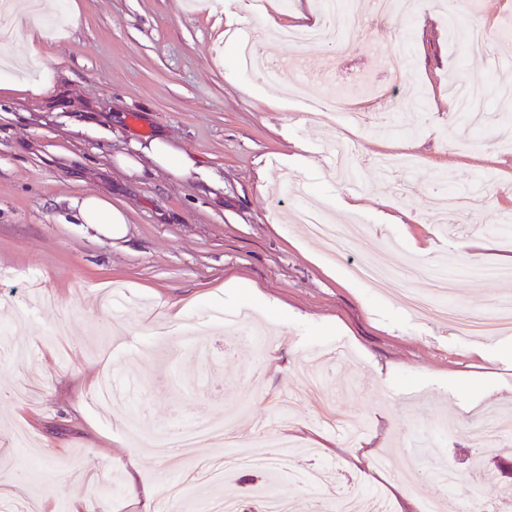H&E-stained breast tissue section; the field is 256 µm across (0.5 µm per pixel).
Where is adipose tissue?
Wrapping results in <instances>:
<instances>
[{"label": "adipose tissue", "mask_w": 512, "mask_h": 512, "mask_svg": "<svg viewBox=\"0 0 512 512\" xmlns=\"http://www.w3.org/2000/svg\"><path fill=\"white\" fill-rule=\"evenodd\" d=\"M112 162L117 168L136 174L143 173L147 168L164 171L177 179L205 174L195 155L160 132L147 143H134L132 152L116 154ZM71 205L77 209L81 222L96 232L115 239L126 235L129 215L113 202L91 194L72 199Z\"/></svg>", "instance_id": "obj_1"}]
</instances>
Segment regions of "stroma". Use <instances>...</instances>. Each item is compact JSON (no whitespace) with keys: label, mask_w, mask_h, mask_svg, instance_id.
Returning a JSON list of instances; mask_svg holds the SVG:
<instances>
[{"label":"stroma","mask_w":512,"mask_h":512,"mask_svg":"<svg viewBox=\"0 0 512 512\" xmlns=\"http://www.w3.org/2000/svg\"><path fill=\"white\" fill-rule=\"evenodd\" d=\"M246 2L46 0L34 49L0 46V332L20 333L34 350L27 364L0 353L5 495L36 512H73L78 502L93 512H143V490H153L154 504L166 501L161 473L188 474L233 453L218 443L174 463L159 459L149 436L136 445L127 436L141 411L157 428L221 421L244 441L257 429L294 437L278 480L256 467L226 478L241 512H258L272 483L291 512H309L358 472L388 495L392 512H407L412 499L426 512L447 495L465 510L512 482V430L493 432L484 455L473 439L488 410L512 414V329L461 338L403 304L401 291L420 280L400 278L382 291L351 279L348 268L377 257L400 274L413 261L445 268L465 316H495L512 298V278L482 273L512 257V234L484 232L512 217V147L493 131L512 121V98L499 93L512 86V0H395L387 17L367 0H347L360 23L353 54L255 41L259 60H290L273 85L241 69L225 46L239 31L232 15L255 21ZM474 24L490 36L480 55L463 48ZM400 46L411 68L395 83L381 56ZM355 77L370 92L350 87ZM302 80L331 85L350 111L410 100L420 128L412 136L358 132L353 163L364 184L353 189L330 168L341 129L289 103ZM459 80L487 88L471 106L482 124L475 139L458 136L448 112V86ZM40 85L47 93L33 94ZM158 132L196 154L206 178L112 167L131 140ZM285 174L334 222H351V241L333 249L307 235L294 218L295 196L280 190ZM443 178L481 192L484 207L441 212ZM85 194L128 210L126 237L76 221L70 200ZM352 196L358 210L337 214V202ZM387 207L405 210V222L379 223ZM254 286L265 303L251 295ZM241 305L265 326L262 347L226 348L220 322L207 317ZM274 306L287 308L286 322L270 317ZM21 308L29 319L19 320ZM335 341L346 356L323 366L324 386L341 419L363 422L354 442L319 421V403L298 378L310 354ZM257 365L260 386L241 389ZM108 371L149 385L162 376L167 386L102 408L83 384ZM284 394L293 413H268ZM365 450L387 457V468L356 464ZM411 459L418 472L407 483ZM325 462L335 467L331 485L305 487L303 476ZM449 466L457 477L450 493L441 479ZM50 483L61 490L47 500Z\"/></svg>","instance_id":"stroma-1"}]
</instances>
